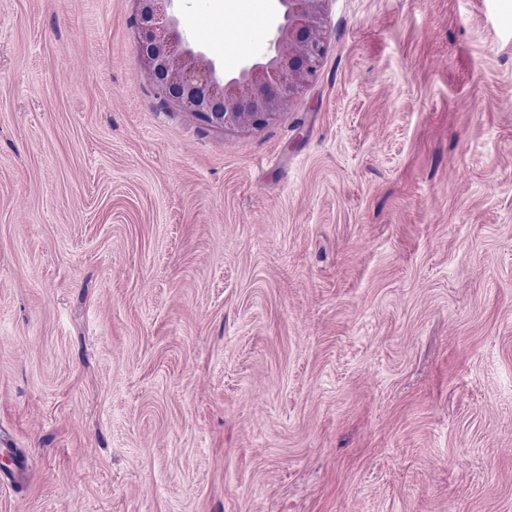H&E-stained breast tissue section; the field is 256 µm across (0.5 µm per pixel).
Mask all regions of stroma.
<instances>
[{"label": "stroma", "mask_w": 512, "mask_h": 512, "mask_svg": "<svg viewBox=\"0 0 512 512\" xmlns=\"http://www.w3.org/2000/svg\"><path fill=\"white\" fill-rule=\"evenodd\" d=\"M279 5L175 0L217 71ZM258 128L134 0H0V512H512V0H325ZM175 0H135L139 55L160 95L216 127H260L279 114L312 76L324 53L323 2L279 0L286 9L270 42L273 54L229 80L189 47L170 9Z\"/></svg>", "instance_id": "obj_1"}]
</instances>
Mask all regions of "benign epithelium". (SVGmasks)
Segmentation results:
<instances>
[{
	"label": "benign epithelium",
	"instance_id": "benign-epithelium-1",
	"mask_svg": "<svg viewBox=\"0 0 512 512\" xmlns=\"http://www.w3.org/2000/svg\"><path fill=\"white\" fill-rule=\"evenodd\" d=\"M135 2L140 59L160 95L216 128L266 124L315 73L324 53L325 0H279L285 11L270 42L273 54L222 80L213 61L184 40L171 13L174 0Z\"/></svg>",
	"mask_w": 512,
	"mask_h": 512
}]
</instances>
